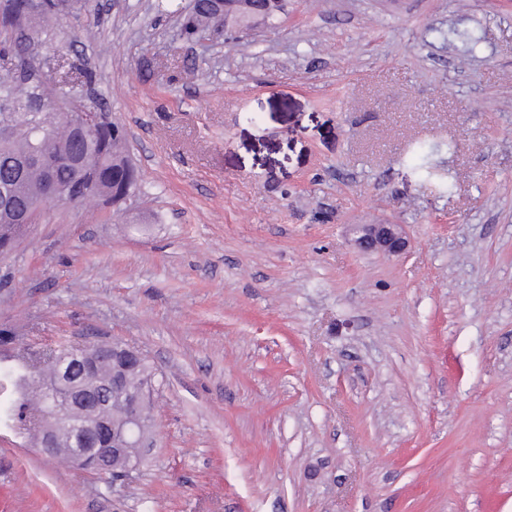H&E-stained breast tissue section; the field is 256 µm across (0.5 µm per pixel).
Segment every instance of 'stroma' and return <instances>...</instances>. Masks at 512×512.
I'll use <instances>...</instances> for the list:
<instances>
[{
    "label": "stroma",
    "mask_w": 512,
    "mask_h": 512,
    "mask_svg": "<svg viewBox=\"0 0 512 512\" xmlns=\"http://www.w3.org/2000/svg\"><path fill=\"white\" fill-rule=\"evenodd\" d=\"M190 6L77 0L35 50L139 187L0 258V357L116 338L164 384L114 485L10 430L18 512H512V0H286L213 41ZM379 223L405 254L352 244ZM354 244L363 252L400 255L409 241L402 224H355Z\"/></svg>",
    "instance_id": "obj_1"
}]
</instances>
